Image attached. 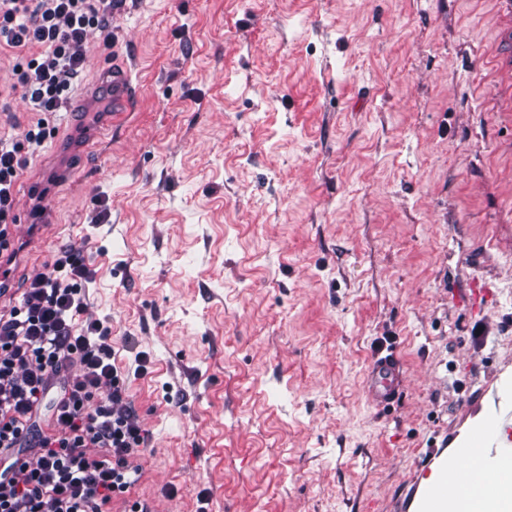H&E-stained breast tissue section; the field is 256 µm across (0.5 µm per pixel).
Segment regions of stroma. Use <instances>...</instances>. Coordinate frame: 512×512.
Returning a JSON list of instances; mask_svg holds the SVG:
<instances>
[{"instance_id":"35a3bbf8","label":"stroma","mask_w":512,"mask_h":512,"mask_svg":"<svg viewBox=\"0 0 512 512\" xmlns=\"http://www.w3.org/2000/svg\"><path fill=\"white\" fill-rule=\"evenodd\" d=\"M498 0H119L26 173L56 185L1 260L96 271L151 512H415L512 381V112ZM0 50V136L38 118ZM127 68L131 115L89 118ZM92 130L104 137L81 149ZM110 211L95 224L96 198ZM50 252H43L44 243ZM395 354L383 408L364 382ZM402 383L403 371L395 359L378 356L367 376V393L376 405L390 404L402 389Z\"/></svg>"}]
</instances>
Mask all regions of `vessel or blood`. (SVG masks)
I'll return each instance as SVG.
<instances>
[{
    "instance_id": "obj_1",
    "label": "vessel or blood",
    "mask_w": 512,
    "mask_h": 512,
    "mask_svg": "<svg viewBox=\"0 0 512 512\" xmlns=\"http://www.w3.org/2000/svg\"><path fill=\"white\" fill-rule=\"evenodd\" d=\"M131 79L127 71H112V118L120 120L130 110ZM403 371L389 356L374 360L366 380L371 401L386 405L394 401L402 388ZM486 408L488 428L483 434L481 448L486 462L488 479L485 493L492 498L498 512H512V384L501 383L487 389ZM455 455H448L436 468L438 479L423 488L418 498L419 512H445L448 500L449 463Z\"/></svg>"
}]
</instances>
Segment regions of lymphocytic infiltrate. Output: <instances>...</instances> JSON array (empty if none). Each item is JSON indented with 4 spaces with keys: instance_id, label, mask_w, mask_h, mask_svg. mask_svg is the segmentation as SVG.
Instances as JSON below:
<instances>
[{
    "instance_id": "obj_1",
    "label": "lymphocytic infiltrate",
    "mask_w": 512,
    "mask_h": 512,
    "mask_svg": "<svg viewBox=\"0 0 512 512\" xmlns=\"http://www.w3.org/2000/svg\"><path fill=\"white\" fill-rule=\"evenodd\" d=\"M116 0H0V48L17 53L13 72L42 117L20 135L0 137V256L12 247L15 187L65 110L87 68L84 43L99 32L112 44ZM96 272L79 248L66 249L25 285L19 305L0 309V512H149L132 496L139 473L129 460L148 432L127 393L107 322L85 317ZM54 395L53 413L39 410Z\"/></svg>"
}]
</instances>
